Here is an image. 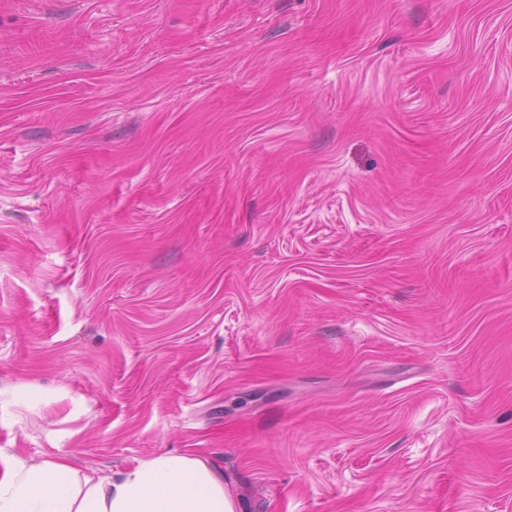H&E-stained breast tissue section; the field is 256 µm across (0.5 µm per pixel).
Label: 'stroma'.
Returning <instances> with one entry per match:
<instances>
[{
  "label": "stroma",
  "instance_id": "stroma-1",
  "mask_svg": "<svg viewBox=\"0 0 512 512\" xmlns=\"http://www.w3.org/2000/svg\"><path fill=\"white\" fill-rule=\"evenodd\" d=\"M236 512H512V0H0V459Z\"/></svg>",
  "mask_w": 512,
  "mask_h": 512
}]
</instances>
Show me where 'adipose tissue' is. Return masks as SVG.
<instances>
[{"instance_id":"ef3b65f1","label":"adipose tissue","mask_w":512,"mask_h":512,"mask_svg":"<svg viewBox=\"0 0 512 512\" xmlns=\"http://www.w3.org/2000/svg\"><path fill=\"white\" fill-rule=\"evenodd\" d=\"M0 512H235V503L220 470L164 454L101 478L62 459L12 461L0 473Z\"/></svg>"}]
</instances>
